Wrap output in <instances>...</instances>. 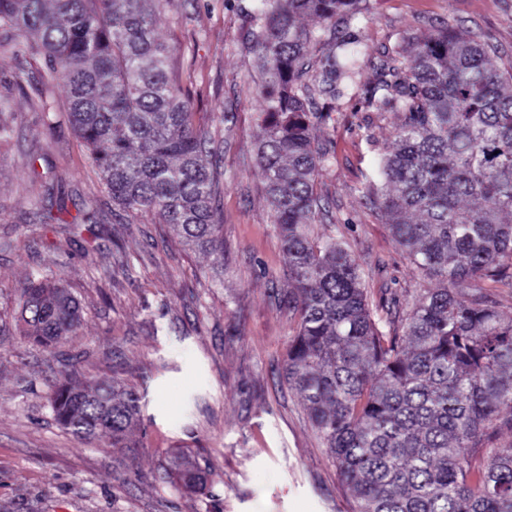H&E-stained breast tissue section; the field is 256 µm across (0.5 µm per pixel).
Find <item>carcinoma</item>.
<instances>
[{
    "label": "carcinoma",
    "instance_id": "cac0c4a2",
    "mask_svg": "<svg viewBox=\"0 0 512 512\" xmlns=\"http://www.w3.org/2000/svg\"><path fill=\"white\" fill-rule=\"evenodd\" d=\"M169 0H0L17 52L36 51L67 89L69 120L121 210L151 214L224 267L213 153L171 77L173 48L154 34ZM361 0H251V50L261 61L264 135L257 149L272 223L288 259L278 302L293 319L284 377L352 489L355 512H512V314L490 289H512V61L488 38L451 28L377 67L366 107L399 117L394 142L363 197L391 215L397 244L424 278L404 305L374 315L362 264L333 232L317 234L315 185L329 163L312 129L313 92L354 79L365 60L348 33ZM333 51L316 86L303 81L318 31ZM82 309L53 270L26 277L17 325L54 347ZM78 439L131 447L141 396L106 380L64 376L50 402ZM189 491L207 472L169 463Z\"/></svg>",
    "mask_w": 512,
    "mask_h": 512
}]
</instances>
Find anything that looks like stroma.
I'll use <instances>...</instances> for the list:
<instances>
[{
    "label": "stroma",
    "instance_id": "obj_1",
    "mask_svg": "<svg viewBox=\"0 0 512 512\" xmlns=\"http://www.w3.org/2000/svg\"><path fill=\"white\" fill-rule=\"evenodd\" d=\"M249 0H171L157 15L170 68L218 161L224 267L149 215L113 204L75 134L63 85L44 62L16 57L0 30V512H353L356 501L283 378L294 323L276 294L286 257L256 162L262 135L260 62L246 43ZM350 29L368 64L362 84L317 97L314 135L331 155L316 184L335 229L374 275L373 302L404 300L421 274L391 220L362 188L398 117L363 103L382 60L437 29L487 34L512 59V0H363ZM45 99L49 109L32 103ZM65 192L61 225L42 222L48 187ZM96 221L76 223L87 204ZM52 266L83 310L77 333L48 350L26 344L15 313L27 274ZM124 381L143 397L135 449L85 444L54 420L49 396L65 374ZM183 451L208 473L189 493L163 476Z\"/></svg>",
    "mask_w": 512,
    "mask_h": 512
}]
</instances>
